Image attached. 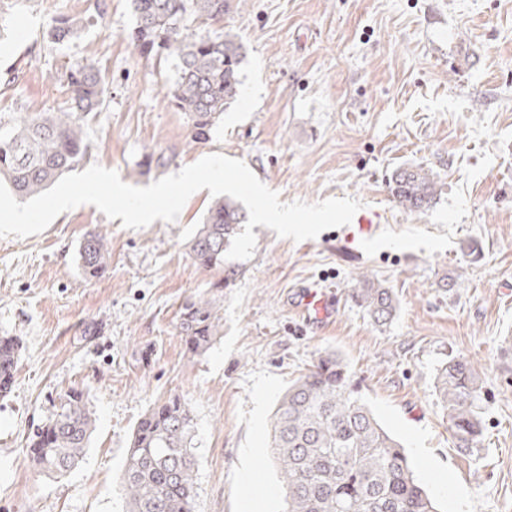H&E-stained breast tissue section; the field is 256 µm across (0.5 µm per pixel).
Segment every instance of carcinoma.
I'll return each mask as SVG.
<instances>
[{
  "instance_id": "1",
  "label": "carcinoma",
  "mask_w": 512,
  "mask_h": 512,
  "mask_svg": "<svg viewBox=\"0 0 512 512\" xmlns=\"http://www.w3.org/2000/svg\"><path fill=\"white\" fill-rule=\"evenodd\" d=\"M130 9L135 50L148 60L172 61L174 77L164 99L187 116L191 141H207L237 95L245 58L235 36L201 35L194 29L224 17V0H130ZM78 29L79 21L62 17L51 36L69 38ZM66 86L68 108L28 114L0 132V181L21 198L43 192L85 156L84 118L103 105L104 80L97 66L85 61L69 69ZM435 185L433 173L421 166L399 168L390 180L392 195L410 212L432 206ZM246 220L235 200L215 202L190 242L193 261L224 267V252ZM108 260L105 238L88 232L79 250L85 275L102 276ZM353 297L375 325L395 316L393 290L366 275L354 284ZM220 327L210 301L183 302L179 329L189 354L205 352ZM18 352V338L0 336V396L12 389ZM437 397L448 412L456 447L469 454L479 450L482 386L469 361L448 360L438 377ZM192 428V415L177 397L141 418L121 474L128 512H195ZM93 431L83 391L70 390L56 416L31 437L29 452L37 469L59 476L70 472ZM271 437L281 465L285 512H437L404 448L378 423L333 353L319 356L312 369L288 385L273 412Z\"/></svg>"
}]
</instances>
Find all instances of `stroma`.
Returning a JSON list of instances; mask_svg holds the SVG:
<instances>
[{
  "label": "stroma",
  "instance_id": "obj_1",
  "mask_svg": "<svg viewBox=\"0 0 512 512\" xmlns=\"http://www.w3.org/2000/svg\"><path fill=\"white\" fill-rule=\"evenodd\" d=\"M62 16L82 28L55 42ZM5 23L1 120L64 109L66 69L96 63L107 95L84 124L86 164L141 187L219 153L281 201L349 196L362 206L350 224L298 243L254 226L253 257L213 269L187 247L214 202L206 189L172 223L127 229L84 204L40 234L0 238V336L22 343L0 398V512H125L134 428L172 395L193 417L197 512H282L272 415L325 352L409 450L438 512H512V0H226L223 19L197 31L238 35L242 81L203 143L163 99L171 62L145 60L130 43L128 0H21ZM149 151L164 164L144 174ZM408 166L436 177L425 212L390 193L393 171ZM91 229L110 252L93 279L77 260ZM362 274L394 290L386 326L351 297ZM313 286L333 290L320 329L291 307ZM195 296L223 324L198 356L179 329V308ZM452 357L470 360L483 387L474 455L455 447L436 396ZM73 387L96 429L73 470L39 473L28 438Z\"/></svg>",
  "mask_w": 512,
  "mask_h": 512
}]
</instances>
